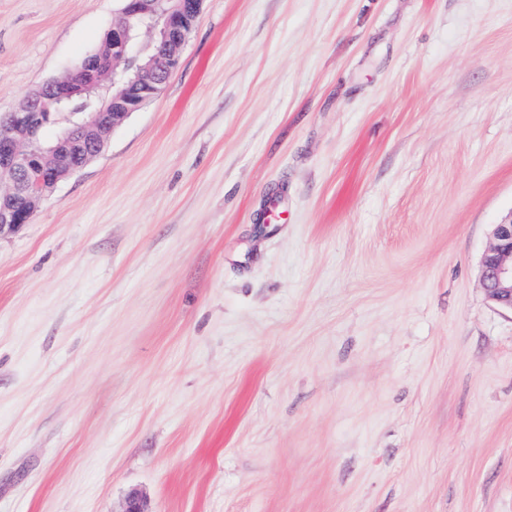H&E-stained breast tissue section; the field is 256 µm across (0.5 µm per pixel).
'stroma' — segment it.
Segmentation results:
<instances>
[{
    "label": "stroma",
    "mask_w": 512,
    "mask_h": 512,
    "mask_svg": "<svg viewBox=\"0 0 512 512\" xmlns=\"http://www.w3.org/2000/svg\"><path fill=\"white\" fill-rule=\"evenodd\" d=\"M122 0H0V114ZM512 0H204L0 237V512H512ZM480 263V281L489 301L512 313V214L492 229Z\"/></svg>",
    "instance_id": "obj_1"
}]
</instances>
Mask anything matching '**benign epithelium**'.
<instances>
[{"instance_id":"1","label":"benign epithelium","mask_w":512,"mask_h":512,"mask_svg":"<svg viewBox=\"0 0 512 512\" xmlns=\"http://www.w3.org/2000/svg\"><path fill=\"white\" fill-rule=\"evenodd\" d=\"M102 46L74 71L50 80L0 120V236L28 223L43 199L58 183L80 171L98 155L112 130L154 98L180 62L203 0H167L169 8L156 29L157 49L140 66L146 79L116 86L117 74L133 61L131 21L155 14L156 0H124ZM107 87L106 107L73 125L47 151L35 148L40 125L31 112H43V122L59 106L92 87ZM480 281L489 301L512 312V216L493 225L492 242L480 263Z\"/></svg>"}]
</instances>
